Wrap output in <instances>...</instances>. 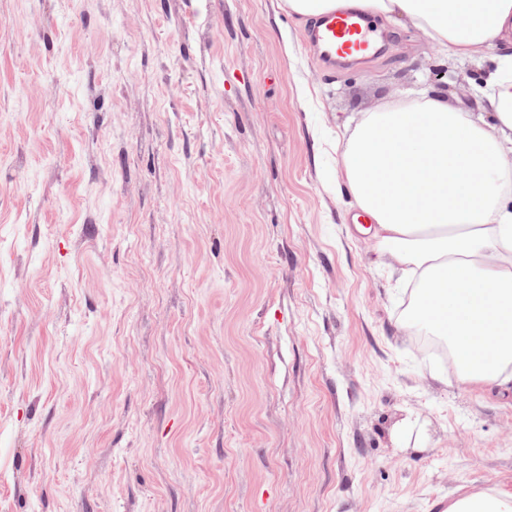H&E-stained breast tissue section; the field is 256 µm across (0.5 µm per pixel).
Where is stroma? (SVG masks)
I'll use <instances>...</instances> for the list:
<instances>
[{
  "label": "stroma",
  "mask_w": 512,
  "mask_h": 512,
  "mask_svg": "<svg viewBox=\"0 0 512 512\" xmlns=\"http://www.w3.org/2000/svg\"><path fill=\"white\" fill-rule=\"evenodd\" d=\"M314 56L277 0H0V512H435L512 395L419 355L336 148L485 65Z\"/></svg>",
  "instance_id": "35a3bbf8"
}]
</instances>
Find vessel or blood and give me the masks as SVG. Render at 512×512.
I'll use <instances>...</instances> for the list:
<instances>
[{
	"label": "vessel or blood",
	"mask_w": 512,
	"mask_h": 512,
	"mask_svg": "<svg viewBox=\"0 0 512 512\" xmlns=\"http://www.w3.org/2000/svg\"><path fill=\"white\" fill-rule=\"evenodd\" d=\"M311 40L320 58L333 63L371 54L379 34L369 16L342 6L318 17L311 30Z\"/></svg>",
	"instance_id": "obj_1"
}]
</instances>
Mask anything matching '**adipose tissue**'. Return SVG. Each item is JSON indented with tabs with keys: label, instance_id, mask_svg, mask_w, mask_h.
<instances>
[{
	"label": "adipose tissue",
	"instance_id": "1",
	"mask_svg": "<svg viewBox=\"0 0 512 512\" xmlns=\"http://www.w3.org/2000/svg\"><path fill=\"white\" fill-rule=\"evenodd\" d=\"M402 17L455 55L489 60L481 114L439 90L363 113L338 164L372 223L375 257L419 278L413 323L447 337L463 381L512 393V0H350ZM445 512H512V490Z\"/></svg>",
	"mask_w": 512,
	"mask_h": 512
}]
</instances>
